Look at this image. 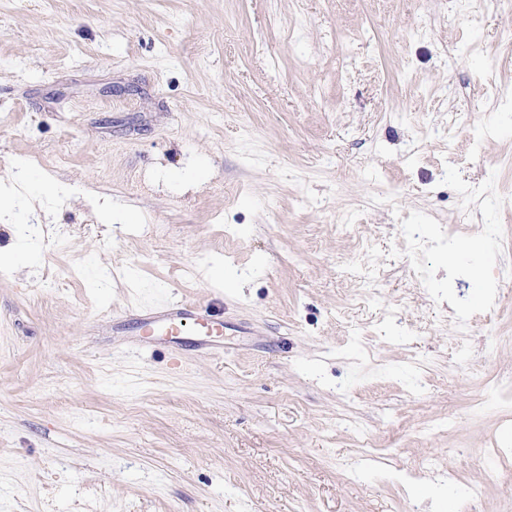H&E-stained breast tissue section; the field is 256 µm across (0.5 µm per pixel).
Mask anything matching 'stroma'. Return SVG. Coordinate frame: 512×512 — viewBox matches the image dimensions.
I'll return each instance as SVG.
<instances>
[{
  "label": "stroma",
  "mask_w": 512,
  "mask_h": 512,
  "mask_svg": "<svg viewBox=\"0 0 512 512\" xmlns=\"http://www.w3.org/2000/svg\"><path fill=\"white\" fill-rule=\"evenodd\" d=\"M2 188L0 512H512V0H0ZM153 321L148 324H154L158 327L162 332L169 334L171 336H181L186 334L185 328L187 330H191L194 326H199L196 328L195 332L200 331L201 329L213 330L216 325L221 326L223 328L222 323L217 324H199L196 323L197 317L193 311L192 305L188 303H173V311H157L154 312Z\"/></svg>",
  "instance_id": "obj_1"
}]
</instances>
